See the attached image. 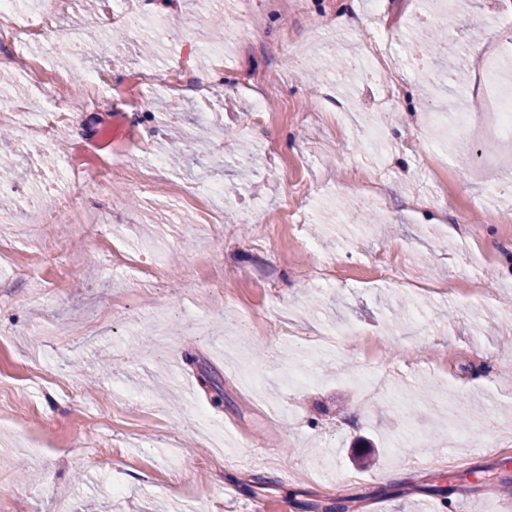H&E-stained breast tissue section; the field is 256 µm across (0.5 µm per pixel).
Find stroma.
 Returning a JSON list of instances; mask_svg holds the SVG:
<instances>
[{
	"instance_id": "35a3bbf8",
	"label": "stroma",
	"mask_w": 512,
	"mask_h": 512,
	"mask_svg": "<svg viewBox=\"0 0 512 512\" xmlns=\"http://www.w3.org/2000/svg\"><path fill=\"white\" fill-rule=\"evenodd\" d=\"M262 47L234 32L200 39L215 12L193 0H126L89 23L87 0L52 21L83 28L80 64L44 48L47 74L105 73L109 93L152 98L154 121L85 108L65 86L0 88L36 106L65 101L64 150L0 141L13 183L42 201L48 179L70 221L23 224L0 212V498L9 512H499L512 479V143L476 138L493 88L512 85V0H455L442 27L426 0H257ZM194 12L176 40L160 28ZM138 14L137 26L125 17ZM444 49L422 58L416 35ZM379 43L388 70L341 77L329 57ZM502 55L496 87L481 57ZM460 81L438 87L448 59ZM180 65L196 94L149 91L139 69ZM271 101L262 126L254 104ZM214 125L148 197L126 182L165 155L197 112ZM464 112L446 132L442 112ZM125 135L100 148V133ZM249 154H227L215 125ZM380 130L368 141L367 130ZM110 166L72 191L66 167ZM223 185L224 222L199 223L172 183ZM447 196V205L435 204ZM376 221L353 219L352 209ZM166 256L142 282L97 248L100 237ZM405 312L400 327L392 316ZM55 335H45L46 326ZM316 381L289 388L291 371ZM419 434L406 448V431Z\"/></svg>"
}]
</instances>
